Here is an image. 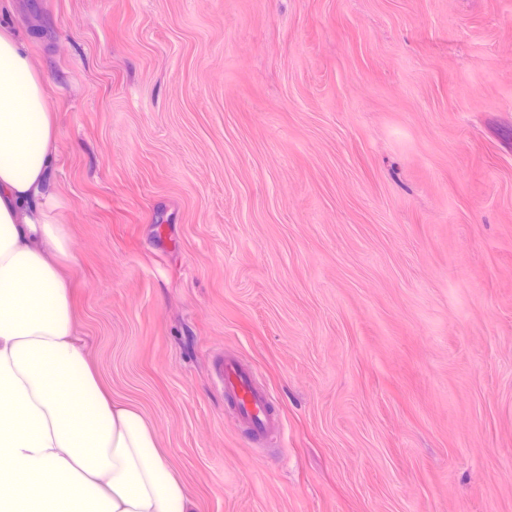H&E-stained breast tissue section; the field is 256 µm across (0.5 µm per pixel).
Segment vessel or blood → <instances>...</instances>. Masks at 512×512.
Listing matches in <instances>:
<instances>
[{
	"label": "vessel or blood",
	"instance_id": "obj_1",
	"mask_svg": "<svg viewBox=\"0 0 512 512\" xmlns=\"http://www.w3.org/2000/svg\"><path fill=\"white\" fill-rule=\"evenodd\" d=\"M218 377L224 384V397L240 424L247 427L253 438L261 440L281 420L275 412L268 392L260 387L254 374L233 357L221 360Z\"/></svg>",
	"mask_w": 512,
	"mask_h": 512
}]
</instances>
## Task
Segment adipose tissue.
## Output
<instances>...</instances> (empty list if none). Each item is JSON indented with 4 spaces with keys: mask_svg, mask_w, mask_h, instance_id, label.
<instances>
[{
    "mask_svg": "<svg viewBox=\"0 0 512 512\" xmlns=\"http://www.w3.org/2000/svg\"><path fill=\"white\" fill-rule=\"evenodd\" d=\"M58 128L0 25V512H197L154 430L112 402L76 332L49 181Z\"/></svg>",
    "mask_w": 512,
    "mask_h": 512,
    "instance_id": "adipose-tissue-1",
    "label": "adipose tissue"
}]
</instances>
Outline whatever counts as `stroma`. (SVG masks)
<instances>
[{"mask_svg": "<svg viewBox=\"0 0 512 512\" xmlns=\"http://www.w3.org/2000/svg\"><path fill=\"white\" fill-rule=\"evenodd\" d=\"M13 2L77 331L199 512H512V0ZM224 384V398L234 417L247 427L257 441H261L281 420L275 412L268 392L260 387L254 374L234 357H224L217 371Z\"/></svg>", "mask_w": 512, "mask_h": 512, "instance_id": "35a3bbf8", "label": "stroma"}]
</instances>
